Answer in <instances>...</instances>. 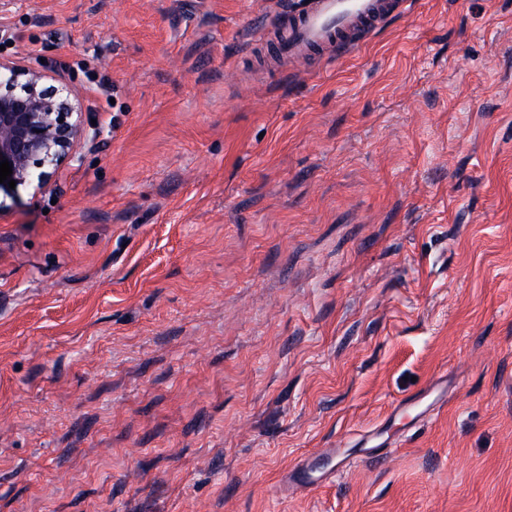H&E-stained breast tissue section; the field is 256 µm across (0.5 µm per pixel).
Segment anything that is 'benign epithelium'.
<instances>
[{"instance_id":"7a95c632","label":"benign epithelium","mask_w":512,"mask_h":512,"mask_svg":"<svg viewBox=\"0 0 512 512\" xmlns=\"http://www.w3.org/2000/svg\"><path fill=\"white\" fill-rule=\"evenodd\" d=\"M47 78L42 71L0 59V162L12 166L16 185L36 192L51 187L86 133L78 109L81 90L64 81L49 89Z\"/></svg>"}]
</instances>
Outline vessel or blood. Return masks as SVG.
<instances>
[{
	"label": "vessel or blood",
	"instance_id": "vessel-or-blood-1",
	"mask_svg": "<svg viewBox=\"0 0 512 512\" xmlns=\"http://www.w3.org/2000/svg\"><path fill=\"white\" fill-rule=\"evenodd\" d=\"M407 0H278L262 25L254 29L265 39L262 67L284 68L295 61L333 60L351 52L355 32L376 33L394 15L404 14ZM323 473L316 459L300 461L291 471L290 483L307 488L318 484Z\"/></svg>",
	"mask_w": 512,
	"mask_h": 512
}]
</instances>
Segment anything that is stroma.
I'll return each mask as SVG.
<instances>
[{"mask_svg": "<svg viewBox=\"0 0 512 512\" xmlns=\"http://www.w3.org/2000/svg\"><path fill=\"white\" fill-rule=\"evenodd\" d=\"M273 8L0 0L89 121L0 212V512H512V0L275 75ZM319 463L315 458L305 459L291 471L288 481L302 488H308L323 478Z\"/></svg>", "mask_w": 512, "mask_h": 512, "instance_id": "1", "label": "stroma"}]
</instances>
